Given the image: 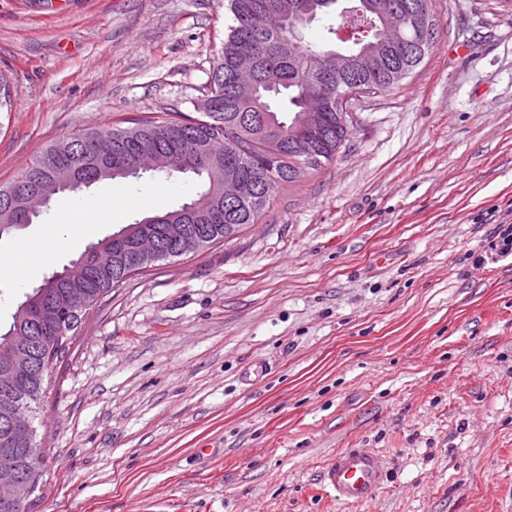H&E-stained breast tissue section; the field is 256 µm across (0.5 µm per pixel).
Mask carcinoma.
I'll return each instance as SVG.
<instances>
[{"mask_svg": "<svg viewBox=\"0 0 512 512\" xmlns=\"http://www.w3.org/2000/svg\"><path fill=\"white\" fill-rule=\"evenodd\" d=\"M293 0H228L232 24L224 38L221 57L213 66L206 94L212 96V109L201 113L196 120L168 118L142 119L126 128H114L103 136L95 130H84L63 136L51 143L28 167L11 182L0 185V237L16 229L18 224H29L34 213L8 210L1 198L17 183L36 189L51 181L58 166L69 167L82 185L89 186L104 180L118 178L139 179L145 174L140 158L148 150L169 154L173 166L162 171L166 177L192 174L198 179V193L213 200L208 213L185 215L186 204L153 215V221H137L126 225L135 233L157 240L165 235L170 218L182 215L181 223L189 226L204 224L210 233L200 243L172 252L174 259L197 254L215 244L229 241L252 224L258 222L271 198L260 191L270 181L295 184L307 175L333 164L349 141V124L342 119L344 108L338 96L351 85L363 88L366 97L393 89L404 80L403 74H412L424 57L437 44V38L414 39L411 32L394 33L384 27L365 6V0H347V10L339 15L341 23L347 19L360 26L352 46L344 55L354 59L347 69L326 76L319 69L324 49L305 45L294 33L280 26L252 31L248 28L251 13L268 4L280 7V13L290 14ZM249 52L256 58L254 73L259 87V98L253 106L242 104L234 94L233 81L236 58ZM324 85L330 105L323 111L317 127L310 133L311 152L293 155L290 143L294 137L307 131L305 127L307 104L302 83ZM10 81L0 72V112L12 111ZM266 114L281 125V137L271 139L252 129H243L240 116L244 113ZM233 172L244 184L246 193L239 201L224 203V171ZM117 251L110 268H102L89 251L80 259L88 276L72 284L57 282L52 273L41 285L24 293L21 305L28 308V316H12V323L0 332V370L9 366L16 356V342L23 336L36 337L34 358L46 356L43 347L52 348L54 363L63 362L75 339V332L83 318L100 297L112 287L125 282L146 266L130 267L126 256L131 246L103 239ZM46 379L40 371L30 368L18 370L12 399L36 411L45 392ZM9 455L30 489L23 491L18 502L6 505L0 501V512H23L25 503L36 491L40 470L37 447L11 433L0 418V459Z\"/></svg>", "mask_w": 512, "mask_h": 512, "instance_id": "cac0c4a2", "label": "carcinoma"}]
</instances>
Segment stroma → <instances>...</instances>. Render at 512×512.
<instances>
[{
    "label": "stroma",
    "instance_id": "stroma-1",
    "mask_svg": "<svg viewBox=\"0 0 512 512\" xmlns=\"http://www.w3.org/2000/svg\"><path fill=\"white\" fill-rule=\"evenodd\" d=\"M434 9L435 47L353 105L335 163L101 297L48 379L24 512H512V255L487 253L512 224V0ZM231 22L224 0H0V185L64 135L196 118ZM196 190L100 182L0 236V263L59 244L26 287L0 275V326ZM350 448L386 466L363 503L320 482Z\"/></svg>",
    "mask_w": 512,
    "mask_h": 512
}]
</instances>
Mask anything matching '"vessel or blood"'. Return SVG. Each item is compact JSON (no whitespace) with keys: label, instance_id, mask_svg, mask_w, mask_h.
I'll return each mask as SVG.
<instances>
[{"label":"vessel or blood","instance_id":"b4317fda","mask_svg":"<svg viewBox=\"0 0 512 512\" xmlns=\"http://www.w3.org/2000/svg\"><path fill=\"white\" fill-rule=\"evenodd\" d=\"M383 475V462L379 457L352 449L331 459L321 474V481L339 500L357 503L375 496Z\"/></svg>","mask_w":512,"mask_h":512}]
</instances>
